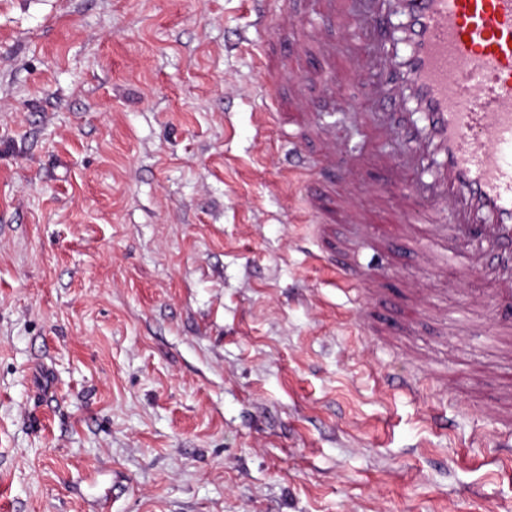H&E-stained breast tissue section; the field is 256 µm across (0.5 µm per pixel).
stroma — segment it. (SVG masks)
<instances>
[{
	"mask_svg": "<svg viewBox=\"0 0 512 512\" xmlns=\"http://www.w3.org/2000/svg\"><path fill=\"white\" fill-rule=\"evenodd\" d=\"M253 19L0 0V512H512V335L483 282L408 262L423 237L381 310L420 289L414 330L358 326L319 261L350 225L321 234L255 128V62L294 42Z\"/></svg>",
	"mask_w": 512,
	"mask_h": 512,
	"instance_id": "obj_1",
	"label": "stroma"
}]
</instances>
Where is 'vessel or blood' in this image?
Returning a JSON list of instances; mask_svg holds the SVG:
<instances>
[{"mask_svg": "<svg viewBox=\"0 0 512 512\" xmlns=\"http://www.w3.org/2000/svg\"><path fill=\"white\" fill-rule=\"evenodd\" d=\"M405 19L394 35V15ZM348 37L347 61L359 78L365 111L346 100L337 109L367 128L368 146L354 152L302 91L297 58H260L263 92L288 93V109L271 111L281 128L289 170L310 173L316 190L303 193L305 212L334 223H371L390 212L403 232H428L436 270L451 267L449 287L481 277L500 310L491 332L512 321V0H316L295 33L318 56L317 82L335 94L332 29ZM371 167L385 182L367 191L358 173ZM397 197L387 209L388 197ZM338 282L362 289L382 306L380 278L358 272L359 250L348 244ZM419 310L407 299L399 321L379 320L377 333L395 336L413 327Z\"/></svg>", "mask_w": 512, "mask_h": 512, "instance_id": "1", "label": "vessel or blood"}]
</instances>
